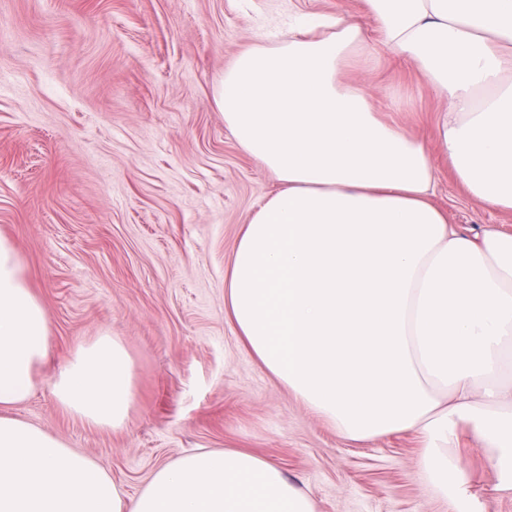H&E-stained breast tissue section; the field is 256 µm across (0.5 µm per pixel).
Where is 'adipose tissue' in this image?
Returning <instances> with one entry per match:
<instances>
[{
    "label": "adipose tissue",
    "instance_id": "adipose-tissue-1",
    "mask_svg": "<svg viewBox=\"0 0 512 512\" xmlns=\"http://www.w3.org/2000/svg\"><path fill=\"white\" fill-rule=\"evenodd\" d=\"M446 102L424 139L381 121L342 80L368 31ZM215 105L277 187L224 272V317L292 397L353 441L414 433L427 478L467 512L461 435L512 496V232H461L435 200L438 163L512 214V0H364L361 16L295 17L273 47L235 57ZM46 309L0 234V512H314L270 459L203 449L157 468L134 501L60 439L13 416L43 381ZM58 405L121 427L134 361L112 336L51 380Z\"/></svg>",
    "mask_w": 512,
    "mask_h": 512
}]
</instances>
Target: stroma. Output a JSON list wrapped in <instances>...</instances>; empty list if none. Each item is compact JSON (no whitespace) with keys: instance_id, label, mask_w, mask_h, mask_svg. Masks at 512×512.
I'll return each instance as SVG.
<instances>
[{"instance_id":"1","label":"stroma","mask_w":512,"mask_h":512,"mask_svg":"<svg viewBox=\"0 0 512 512\" xmlns=\"http://www.w3.org/2000/svg\"><path fill=\"white\" fill-rule=\"evenodd\" d=\"M362 0H0V233L50 321L53 374L99 335L135 362L126 424L63 411L49 385L13 413L87 455L127 495L199 448H243L300 481L316 512H453L416 436H340L238 342L224 269L272 175L239 147L214 98L235 55L275 46L289 15L361 12ZM348 68L385 122L427 139L445 102L370 35ZM436 201L464 230H512L440 167ZM474 512H512L479 449Z\"/></svg>"}]
</instances>
